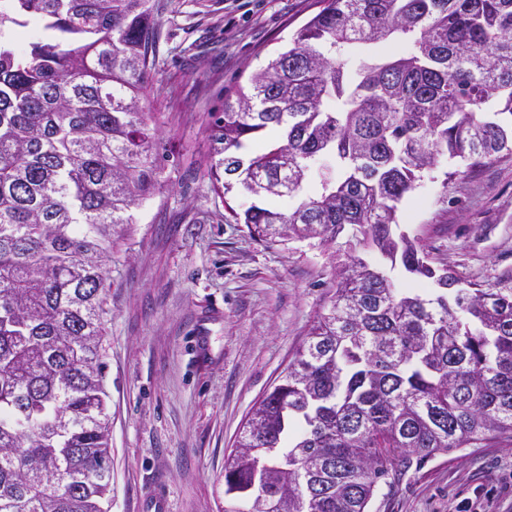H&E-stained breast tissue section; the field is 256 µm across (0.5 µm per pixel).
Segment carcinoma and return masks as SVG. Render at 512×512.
<instances>
[{
  "label": "carcinoma",
  "mask_w": 512,
  "mask_h": 512,
  "mask_svg": "<svg viewBox=\"0 0 512 512\" xmlns=\"http://www.w3.org/2000/svg\"><path fill=\"white\" fill-rule=\"evenodd\" d=\"M288 50L211 113L224 205L263 241L357 245L418 278L403 293L352 249L328 306L224 464V512H366L380 479L512 433V274L484 288L395 235L443 157L512 154V0H318ZM161 0H3L0 28V512H108L100 341L112 253L167 155L146 105ZM410 38L400 57L347 51ZM334 168L305 190L314 162ZM271 495L250 501L253 483Z\"/></svg>",
  "instance_id": "carcinoma-1"
}]
</instances>
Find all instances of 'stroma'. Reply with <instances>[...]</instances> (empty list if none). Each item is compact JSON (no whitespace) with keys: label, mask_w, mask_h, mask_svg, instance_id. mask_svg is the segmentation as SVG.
Instances as JSON below:
<instances>
[{"label":"stroma","mask_w":512,"mask_h":512,"mask_svg":"<svg viewBox=\"0 0 512 512\" xmlns=\"http://www.w3.org/2000/svg\"><path fill=\"white\" fill-rule=\"evenodd\" d=\"M148 100L170 154L112 257L100 345L111 417L110 512H221L224 461L326 306L335 244L265 243L224 221L208 125L317 11L316 0H165ZM398 231L462 281L512 274V155L440 159ZM512 512V437L438 452L378 486L367 512Z\"/></svg>","instance_id":"35a3bbf8"}]
</instances>
